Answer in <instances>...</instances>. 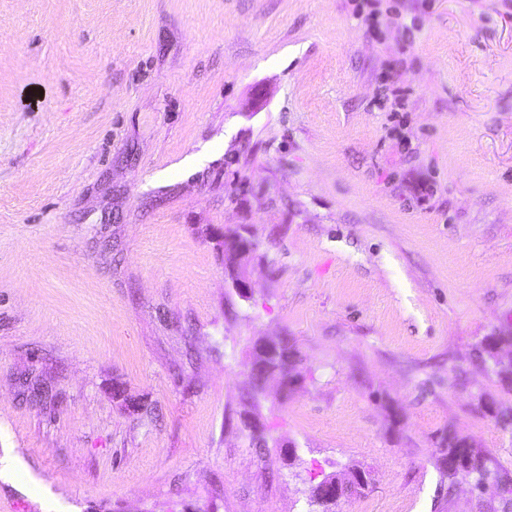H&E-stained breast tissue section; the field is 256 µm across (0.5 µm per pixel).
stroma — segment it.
<instances>
[{"label": "stroma", "instance_id": "1", "mask_svg": "<svg viewBox=\"0 0 512 512\" xmlns=\"http://www.w3.org/2000/svg\"><path fill=\"white\" fill-rule=\"evenodd\" d=\"M498 359L512 0H0V512H488L436 461L512 471ZM236 258L232 262H227V273L231 280L232 288H235L239 295L243 298H248L251 292V281L247 270H245ZM444 440L448 443V451L439 460V469L448 499L452 497L455 487L461 479L468 480L471 484L511 483L508 486L500 485L498 493L502 495L511 491L512 472L500 466L467 437L460 435L456 429L451 427L448 428V434ZM460 446H468L463 456L456 454V450ZM350 482H354L359 489L365 490L366 488H368V486L370 484V478L364 471L358 469V471L355 474L354 479ZM350 482L342 481L338 478L323 480L320 484H316L311 488V490H310L311 498H312L313 502H315V503H317L319 501L318 495H317L318 488L324 484L325 485L324 492L327 493L328 495L334 497V499L336 497V501H339L341 498H343L342 493H343L344 489L349 485Z\"/></svg>", "mask_w": 512, "mask_h": 512}]
</instances>
